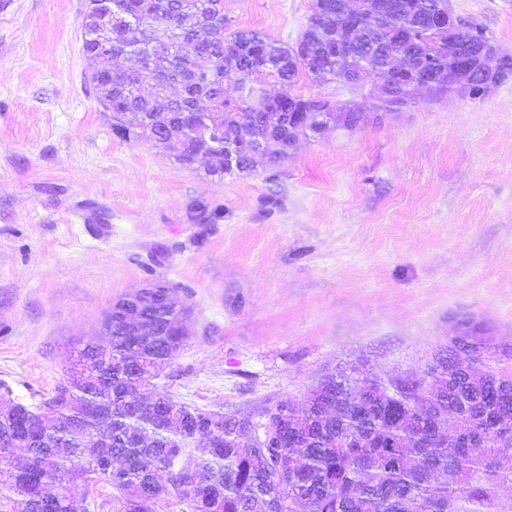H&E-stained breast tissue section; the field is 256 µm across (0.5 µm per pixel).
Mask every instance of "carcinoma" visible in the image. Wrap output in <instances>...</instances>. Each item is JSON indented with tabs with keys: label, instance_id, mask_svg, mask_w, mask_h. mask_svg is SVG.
Returning a JSON list of instances; mask_svg holds the SVG:
<instances>
[{
	"label": "carcinoma",
	"instance_id": "1",
	"mask_svg": "<svg viewBox=\"0 0 512 512\" xmlns=\"http://www.w3.org/2000/svg\"><path fill=\"white\" fill-rule=\"evenodd\" d=\"M364 17L351 33L336 0H314L291 46L257 29H230L224 0H112L126 24L112 31V56L90 59L99 102L112 108L123 140L162 134L192 167L211 138L209 173H247L249 153L275 166L301 139L347 111L293 92L301 75L356 88L375 74L379 108L410 104L423 89L459 94L457 61L427 32L424 18L448 0H349ZM125 55L136 67L116 70ZM235 84L228 97L224 84ZM170 288L119 298L107 314L106 343L74 351L52 396L0 413V512H84L74 493L104 481L124 512H155L168 497L192 512H512L497 489L512 483V375L463 377L427 367L418 387L375 379L366 390L344 374L326 376L301 409L265 408L258 424L202 411L164 390L136 403L137 370L185 343L188 310ZM167 473L161 482L159 474Z\"/></svg>",
	"mask_w": 512,
	"mask_h": 512
}]
</instances>
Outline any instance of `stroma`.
<instances>
[{"instance_id":"35a3bbf8","label":"stroma","mask_w":512,"mask_h":512,"mask_svg":"<svg viewBox=\"0 0 512 512\" xmlns=\"http://www.w3.org/2000/svg\"><path fill=\"white\" fill-rule=\"evenodd\" d=\"M88 0H0V382L36 404L116 299L161 280L189 339L156 384L205 411L302 405L330 374L422 376L465 328L512 373V79L377 112L277 166L211 176L126 141L89 81ZM512 55V0H449ZM312 0H224L232 28L295 44Z\"/></svg>"}]
</instances>
